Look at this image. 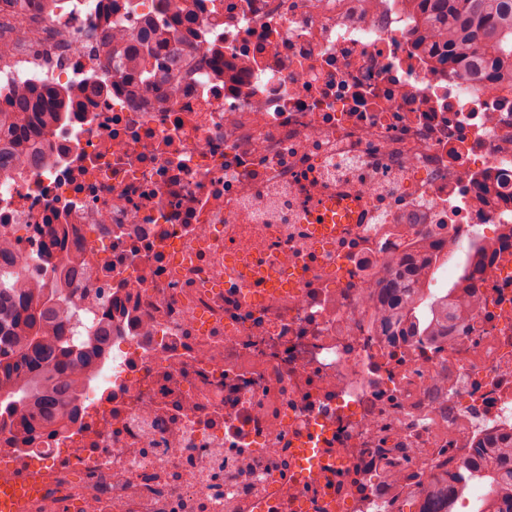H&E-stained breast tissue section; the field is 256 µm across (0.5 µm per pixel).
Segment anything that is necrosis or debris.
I'll return each instance as SVG.
<instances>
[{
	"label": "necrosis or debris",
	"instance_id": "4bbe7bcc",
	"mask_svg": "<svg viewBox=\"0 0 512 512\" xmlns=\"http://www.w3.org/2000/svg\"><path fill=\"white\" fill-rule=\"evenodd\" d=\"M0 15V96L102 87L0 179L31 282L106 287L77 336L76 419L0 431L17 512H426L435 478L512 434V90L440 62L416 0H187L178 72L98 44L168 0ZM356 222L325 224L326 201ZM324 236H315L317 226ZM416 270L445 336L405 335Z\"/></svg>",
	"mask_w": 512,
	"mask_h": 512
}]
</instances>
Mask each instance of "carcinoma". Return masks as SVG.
Returning a JSON list of instances; mask_svg holds the SVG:
<instances>
[{
    "mask_svg": "<svg viewBox=\"0 0 512 512\" xmlns=\"http://www.w3.org/2000/svg\"><path fill=\"white\" fill-rule=\"evenodd\" d=\"M420 14L425 26L443 36L441 61L512 86V0H420ZM99 41L112 47L121 72L141 76L148 84L168 75L154 68L155 49H165L173 61L179 57L174 34L157 27L145 28L132 44L112 41L109 32L100 33ZM69 101L70 89L58 87L24 89L0 102V175H8L23 154L31 161L38 157L39 145L27 138L28 128L47 115L60 119ZM29 274L16 252L0 249V429H22L34 446L65 414L76 416L80 387L68 372L91 355L62 350V322L75 329L82 325L76 289L58 278L54 287L36 291L26 287ZM407 286L401 277H392L388 296L403 303ZM463 477L466 487L481 482V495L493 501L494 512H512V452L488 470L481 450H474Z\"/></svg>",
    "mask_w": 512,
    "mask_h": 512,
    "instance_id": "cac0c4a2",
    "label": "carcinoma"
}]
</instances>
